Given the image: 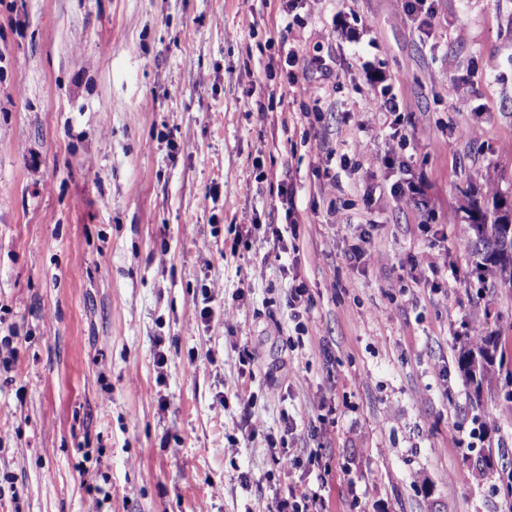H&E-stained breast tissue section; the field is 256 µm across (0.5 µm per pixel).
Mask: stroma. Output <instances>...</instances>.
<instances>
[{
    "mask_svg": "<svg viewBox=\"0 0 512 512\" xmlns=\"http://www.w3.org/2000/svg\"><path fill=\"white\" fill-rule=\"evenodd\" d=\"M434 8L0 0V512H265L321 477L333 512H512V410L455 351L483 320L467 210L512 214V0ZM387 94L405 139L362 109ZM284 182L287 252L237 247Z\"/></svg>",
    "mask_w": 512,
    "mask_h": 512,
    "instance_id": "obj_1",
    "label": "stroma"
}]
</instances>
